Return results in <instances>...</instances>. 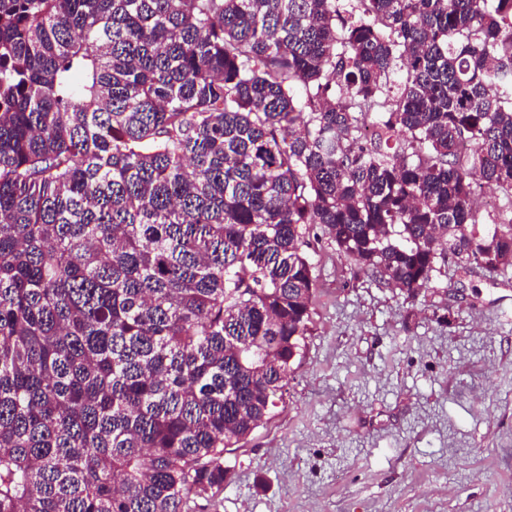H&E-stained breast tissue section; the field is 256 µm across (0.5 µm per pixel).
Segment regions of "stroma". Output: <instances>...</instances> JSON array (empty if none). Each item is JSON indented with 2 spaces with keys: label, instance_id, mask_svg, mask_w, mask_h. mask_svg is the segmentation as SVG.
I'll return each instance as SVG.
<instances>
[{
  "label": "stroma",
  "instance_id": "35a3bbf8",
  "mask_svg": "<svg viewBox=\"0 0 512 512\" xmlns=\"http://www.w3.org/2000/svg\"><path fill=\"white\" fill-rule=\"evenodd\" d=\"M276 406L192 512H512V268L407 296L330 239Z\"/></svg>",
  "mask_w": 512,
  "mask_h": 512
}]
</instances>
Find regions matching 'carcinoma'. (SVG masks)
I'll use <instances>...</instances> for the list:
<instances>
[{
  "mask_svg": "<svg viewBox=\"0 0 512 512\" xmlns=\"http://www.w3.org/2000/svg\"><path fill=\"white\" fill-rule=\"evenodd\" d=\"M336 2L0 0V512L224 491L323 234L409 296L512 267V0Z\"/></svg>",
  "mask_w": 512,
  "mask_h": 512,
  "instance_id": "1",
  "label": "carcinoma"
}]
</instances>
